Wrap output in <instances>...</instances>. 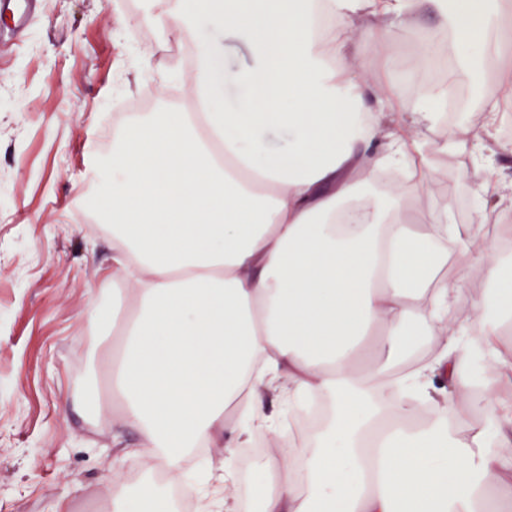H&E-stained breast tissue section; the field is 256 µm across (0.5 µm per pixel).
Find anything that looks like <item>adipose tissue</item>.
<instances>
[{
	"instance_id": "ef3b65f1",
	"label": "adipose tissue",
	"mask_w": 512,
	"mask_h": 512,
	"mask_svg": "<svg viewBox=\"0 0 512 512\" xmlns=\"http://www.w3.org/2000/svg\"><path fill=\"white\" fill-rule=\"evenodd\" d=\"M449 2L448 48L481 64L512 54V0H331L329 28L313 30L319 0H161L139 24L196 45L194 111L169 107L126 125L113 145L107 189L93 202L112 226V294L125 306L119 331L121 420L200 512H239L232 472L186 480L182 462L199 441L250 447L225 435V409L274 425L264 399L332 392L335 413L314 436L299 478H287L292 442L266 469L280 475L263 512H512V402L496 392L512 372L500 333L512 322V277L497 248L480 240L485 207L511 187L496 161L498 112L481 131L448 130L449 145L479 144L471 182L485 201L470 223L447 211L427 225L402 216L404 200H376L364 223L340 224L348 202L372 185L371 171L423 156L413 124L434 125L437 101L420 83L399 89L360 77L361 43L345 30L389 32L418 20L428 2ZM244 43L248 64L224 66V42ZM241 93L225 104L224 88ZM422 107L401 123L405 99ZM456 254L451 276L433 272ZM494 284L473 303L470 337L453 324L473 265ZM438 320L440 357L398 380L389 372L409 342L411 315ZM375 336L379 363L355 361ZM487 367L477 406L494 430L470 436L430 428L368 430L387 416L417 410L454 418L469 390L472 357Z\"/></svg>"
}]
</instances>
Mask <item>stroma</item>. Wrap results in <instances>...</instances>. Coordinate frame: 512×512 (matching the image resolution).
Wrapping results in <instances>:
<instances>
[{
	"instance_id": "35a3bbf8",
	"label": "stroma",
	"mask_w": 512,
	"mask_h": 512,
	"mask_svg": "<svg viewBox=\"0 0 512 512\" xmlns=\"http://www.w3.org/2000/svg\"><path fill=\"white\" fill-rule=\"evenodd\" d=\"M153 0H42L16 38L0 40V512H95L121 472L152 477L136 455L139 438L122 427L105 355L112 336L90 318L111 307L101 285L112 274V233L84 223L93 159L112 154L123 127L116 104L152 92L154 109L190 97L194 72L179 63L180 40L139 25ZM439 25L434 12L394 27L366 47L368 67L403 84L410 46ZM152 67L141 70L143 54ZM487 73L464 75L458 89L474 104L456 124L501 115L500 159L512 165V101ZM427 163L441 184L413 182L422 212L462 197L471 144L448 145V126L426 131ZM130 449L112 468L116 445Z\"/></svg>"
}]
</instances>
